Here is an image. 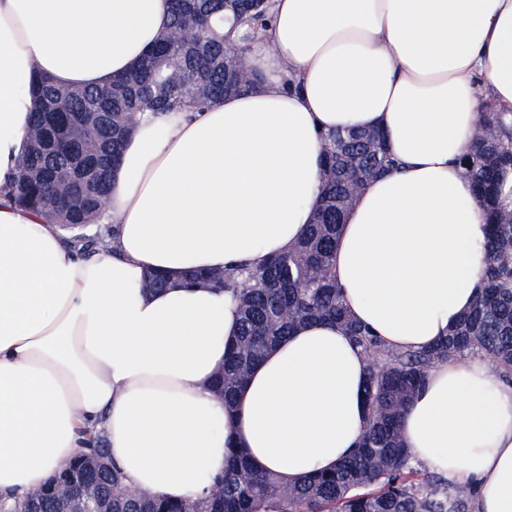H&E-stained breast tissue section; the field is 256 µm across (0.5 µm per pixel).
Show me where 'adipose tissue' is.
<instances>
[{
	"instance_id": "adipose-tissue-1",
	"label": "adipose tissue",
	"mask_w": 512,
	"mask_h": 512,
	"mask_svg": "<svg viewBox=\"0 0 512 512\" xmlns=\"http://www.w3.org/2000/svg\"><path fill=\"white\" fill-rule=\"evenodd\" d=\"M170 21L169 0H0V503L102 433L126 485L206 496L229 449L289 484L330 471L368 419L367 361L310 321L212 393L239 314L189 272L258 265L312 223L321 131L381 130L399 169L352 200L332 271L356 321L396 350L445 336L481 289L487 226L460 158L488 104L512 112V0H269L230 36L261 85L145 115L112 170L93 253L14 205L30 87L108 84ZM153 273L170 283L145 287ZM416 460L512 512V380L481 357L430 369L403 420Z\"/></svg>"
}]
</instances>
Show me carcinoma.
<instances>
[{"mask_svg":"<svg viewBox=\"0 0 512 512\" xmlns=\"http://www.w3.org/2000/svg\"><path fill=\"white\" fill-rule=\"evenodd\" d=\"M238 23L262 22L267 0H171L167 30L138 66L101 88H64L39 77L24 152L7 196L19 207L59 218L73 243L98 240L82 229L101 220L110 163L122 154L137 114L202 109L240 91L236 49L224 35V13ZM325 183L314 222L288 252L256 268L224 273L210 284L239 303L235 347L215 388L231 406L251 369L308 320L343 327L369 361L365 403L369 422L360 445L334 470L310 474L280 492L278 478L233 452L214 496L172 502L112 498V512H475L474 496L413 461L404 411L435 365L484 356L512 376V210L499 206L512 171V112H487L483 128L460 159L490 226L482 287L448 336L419 350H393L348 313L332 273L347 209L360 184L399 167L378 130L321 134Z\"/></svg>","mask_w":512,"mask_h":512,"instance_id":"1","label":"carcinoma"}]
</instances>
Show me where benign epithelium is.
<instances>
[{
	"label": "benign epithelium",
	"mask_w": 512,
	"mask_h": 512,
	"mask_svg": "<svg viewBox=\"0 0 512 512\" xmlns=\"http://www.w3.org/2000/svg\"><path fill=\"white\" fill-rule=\"evenodd\" d=\"M106 468L100 458L84 454L64 464L58 477L33 492L23 512H112V491L105 493L96 487L99 472Z\"/></svg>",
	"instance_id": "obj_1"
}]
</instances>
